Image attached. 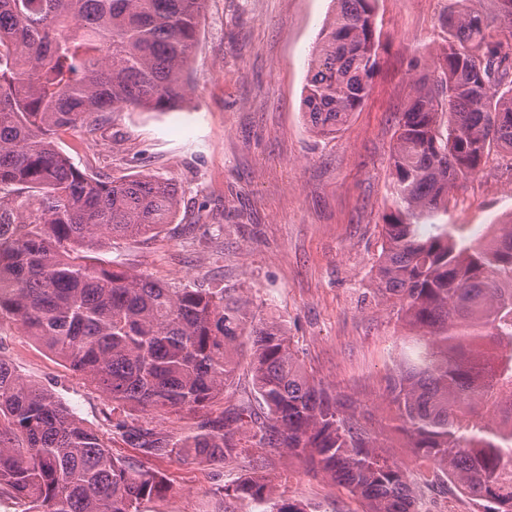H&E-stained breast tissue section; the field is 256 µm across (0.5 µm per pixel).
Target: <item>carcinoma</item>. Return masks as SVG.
Masks as SVG:
<instances>
[{
	"instance_id": "cac0c4a2",
	"label": "carcinoma",
	"mask_w": 512,
	"mask_h": 512,
	"mask_svg": "<svg viewBox=\"0 0 512 512\" xmlns=\"http://www.w3.org/2000/svg\"><path fill=\"white\" fill-rule=\"evenodd\" d=\"M454 0L434 70L413 81L390 153V212L376 291L416 335L385 390L415 457L479 512H512V223L475 243L448 223L452 190L495 148L512 154V0ZM377 0H336L308 68L310 129L335 134L381 69ZM207 0H0V326L99 390L113 429L145 456L178 451L217 466L254 450L252 472L216 488L219 512H307L263 474L298 461L366 512H417L408 477L342 395L315 380L276 321H255L233 289L174 288L96 257L117 237L177 218L166 179L115 180L75 166L62 135L122 109L183 107ZM421 224L438 225L423 238ZM248 340V406L215 416ZM187 415L175 443L139 415ZM166 480L112 456L94 429L0 359V496L22 512H143Z\"/></svg>"
}]
</instances>
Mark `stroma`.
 I'll use <instances>...</instances> for the list:
<instances>
[{"mask_svg": "<svg viewBox=\"0 0 512 512\" xmlns=\"http://www.w3.org/2000/svg\"><path fill=\"white\" fill-rule=\"evenodd\" d=\"M448 6L378 0L382 68L335 136L313 133L302 110L308 60L333 0H208L182 110L115 112L92 134L61 141L80 168L115 178L155 175L178 190L174 224L115 240L103 259L160 283L236 289L256 318L285 325L308 372L352 403L426 502L443 494L395 428L383 377L404 330L375 295L374 273L396 117L413 77L435 60ZM510 220L512 155L495 151L452 191L448 221L481 241L488 225ZM0 358L51 390L114 456L167 477L171 491L146 512H217L215 488L251 468L245 454L223 469L174 454L143 457L113 434L111 403L16 327L0 326ZM267 473L312 512H358L330 481L286 458L274 457Z\"/></svg>", "mask_w": 512, "mask_h": 512, "instance_id": "stroma-1", "label": "stroma"}]
</instances>
